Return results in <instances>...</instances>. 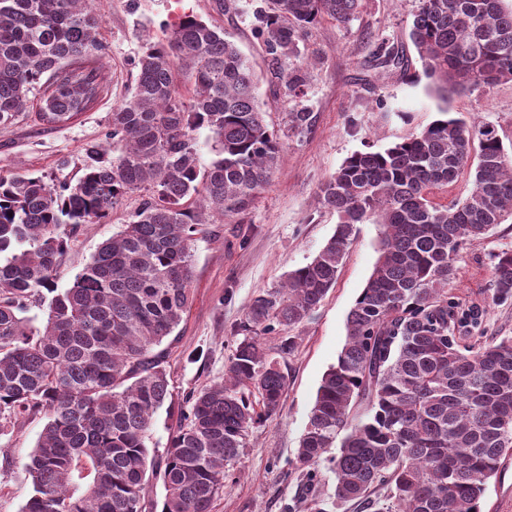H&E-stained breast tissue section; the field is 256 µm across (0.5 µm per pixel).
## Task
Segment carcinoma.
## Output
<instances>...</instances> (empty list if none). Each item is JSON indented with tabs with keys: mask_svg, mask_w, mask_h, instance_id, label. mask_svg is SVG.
<instances>
[{
	"mask_svg": "<svg viewBox=\"0 0 512 512\" xmlns=\"http://www.w3.org/2000/svg\"><path fill=\"white\" fill-rule=\"evenodd\" d=\"M503 0H420L409 37L443 99L512 82V8ZM361 0H264L255 37L284 95L305 96L299 42L321 19L350 22ZM87 0H0V125L43 87L41 120L89 109L107 79V54ZM403 53L378 56L408 69ZM131 96L112 110L106 143L86 145L76 182L26 171L0 175V438L45 424L25 477L22 512H211L249 430L279 408L296 347L264 336L304 322L336 283L357 226H381L378 258L347 317V340L324 374L296 468L313 481L326 463L334 500L368 512H480L489 478L512 458V337L473 345L459 333L479 312L448 295L466 246L512 217V157L495 128L448 109L421 132L347 157L319 186L334 234L277 288L259 292L224 380L189 391L163 453L146 445L173 408L166 364L192 300L193 244L224 214H244L270 182L284 143L269 129L254 75L224 27L184 14L138 57ZM313 113H287L307 133ZM211 134L201 162L196 132ZM471 170L464 200L438 202ZM141 197L71 286L56 292L60 258L82 224ZM488 288L512 300V250L495 255ZM46 310L41 327L23 313ZM86 469L83 492L74 473ZM159 478L162 504L146 503ZM386 491L379 498L376 493Z\"/></svg>",
	"mask_w": 512,
	"mask_h": 512,
	"instance_id": "1",
	"label": "carcinoma"
}]
</instances>
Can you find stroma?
Returning <instances> with one entry per match:
<instances>
[{"label":"stroma","mask_w":512,"mask_h":512,"mask_svg":"<svg viewBox=\"0 0 512 512\" xmlns=\"http://www.w3.org/2000/svg\"><path fill=\"white\" fill-rule=\"evenodd\" d=\"M89 2L99 19V38L108 47L102 60L107 75L103 93L86 112L51 128L39 117L42 92L34 90L25 112L0 125V175L24 169L56 183L77 180L85 165V146L104 140L113 108L130 92L134 59L147 43L163 39L165 27L185 12L224 26L252 67L271 129L282 131L285 114L293 108L315 115L310 132L286 138L274 176L248 213L208 225L194 243L193 300L167 364L178 401L190 390L223 379L239 339L237 326L252 299L310 262L332 236L336 216L318 201L320 183L354 152L383 149L428 127L443 103L407 44L419 0H362L350 23L326 18L315 25L300 45V58L308 63L307 93L294 102L278 93L279 81L253 35L260 0H231L233 7L226 12L217 0ZM384 40L404 46L410 60L406 73L382 74L373 68L372 54ZM445 104L468 122L493 125L512 152V82L455 95ZM138 205V195H128L106 222L80 227L61 260L58 289L70 285ZM379 237V225H360L335 286L293 329L297 347L287 358L288 386L279 409L251 428L213 512H306L297 501L299 439L322 377L345 344L347 315L371 275ZM510 249L511 219L463 250L460 274L452 285L462 308L481 312L480 332L485 336H512V301H494L488 289L495 254ZM43 426L40 419L25 422L11 439L0 442V512H21L31 496L22 465Z\"/></svg>","instance_id":"1"}]
</instances>
